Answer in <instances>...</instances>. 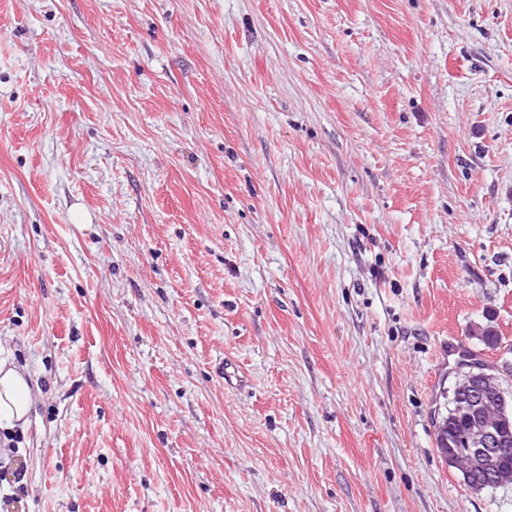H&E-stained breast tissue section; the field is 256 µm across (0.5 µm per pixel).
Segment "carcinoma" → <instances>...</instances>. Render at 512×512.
<instances>
[{
    "label": "carcinoma",
    "instance_id": "carcinoma-1",
    "mask_svg": "<svg viewBox=\"0 0 512 512\" xmlns=\"http://www.w3.org/2000/svg\"><path fill=\"white\" fill-rule=\"evenodd\" d=\"M456 368L462 372L456 376L452 387L443 394V408L438 410L436 422V445L443 458H464L465 471L462 478L467 486L482 492L512 484V458L499 460L484 458L479 460L470 456L471 437L479 424L491 420L495 412L503 409V404L512 405V394L504 392V397L496 396L472 409L474 394L467 389L470 371H478L483 365L471 359H460Z\"/></svg>",
    "mask_w": 512,
    "mask_h": 512
}]
</instances>
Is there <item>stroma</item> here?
Here are the masks:
<instances>
[{"mask_svg": "<svg viewBox=\"0 0 512 512\" xmlns=\"http://www.w3.org/2000/svg\"><path fill=\"white\" fill-rule=\"evenodd\" d=\"M457 343L512 392V0H0L9 512H512ZM473 361L476 360L463 358L456 362L455 381L452 387L442 394L445 400L443 410L439 407L437 413L436 445L441 456L451 466L456 467L457 463L454 458L448 460V455L465 458L466 470H460L462 478L471 490L482 492L512 484V458L504 461L498 459L512 454V442L510 443L512 440V418L507 422L500 423L502 432L507 434L510 440L507 436H503L495 425H483L475 435V441L481 448L473 447L471 442L473 431L483 421L489 422L495 416L496 411H500L497 418V422H499L503 409L501 396H495L491 401H484L476 412L472 409L471 400H474V395L480 396L477 397L478 400H481V397L484 400L495 391L501 394L503 388L500 383L497 385L493 379H488V377H492L491 375L496 376V373L485 368L484 364ZM459 368L461 373L458 375ZM481 368L486 374H473L470 387L475 390L467 389L466 383L469 381L470 371H480ZM463 369L467 370L462 371ZM504 395L508 408L510 409L511 404L512 409L511 393L504 389ZM470 448L476 455L491 458L485 457L482 461L469 457ZM32 393L24 373L0 362V428L2 422L13 426L24 421L32 404Z\"/></svg>", "mask_w": 512, "mask_h": 512, "instance_id": "stroma-1", "label": "stroma"}]
</instances>
